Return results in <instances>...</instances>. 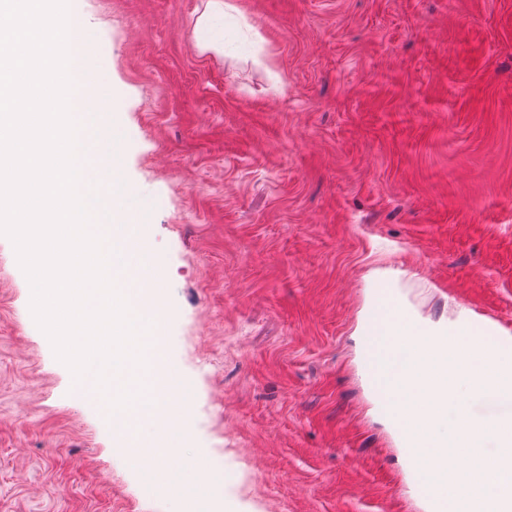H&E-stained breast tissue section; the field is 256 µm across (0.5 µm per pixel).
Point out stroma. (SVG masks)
<instances>
[{
  "mask_svg": "<svg viewBox=\"0 0 512 512\" xmlns=\"http://www.w3.org/2000/svg\"><path fill=\"white\" fill-rule=\"evenodd\" d=\"M71 0L122 107L115 169L162 261L223 512H423L361 362L373 271L512 338V0ZM223 42L204 52L201 38ZM0 235V512L145 495L31 323Z\"/></svg>",
  "mask_w": 512,
  "mask_h": 512,
  "instance_id": "obj_1",
  "label": "stroma"
}]
</instances>
